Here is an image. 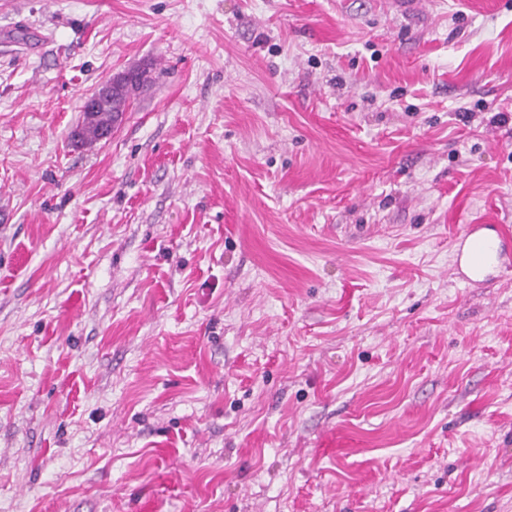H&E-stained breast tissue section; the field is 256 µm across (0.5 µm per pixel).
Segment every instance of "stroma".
Here are the masks:
<instances>
[{"label": "stroma", "mask_w": 512, "mask_h": 512, "mask_svg": "<svg viewBox=\"0 0 512 512\" xmlns=\"http://www.w3.org/2000/svg\"><path fill=\"white\" fill-rule=\"evenodd\" d=\"M497 112L512 0H0V512H512ZM138 76L141 79H146L144 82H137L131 84L121 94L115 95L113 91L122 86L130 77ZM152 78L146 68H136L128 70L122 74L113 76L112 78L104 81L93 94V99L89 101L87 111H91L94 104L99 103L97 111L94 113V118L86 123L84 122L77 133L78 141L82 145H92L100 142L103 131L114 128V124L119 116L128 109L132 96L135 95L143 87L151 82ZM112 96V98H111ZM108 99V100H106ZM104 100V101H103ZM100 130L102 133H100ZM88 133H93L97 136L99 141H91L88 139ZM102 134V135H101ZM499 241L489 229L470 235L460 257L461 266L475 279H482L497 263Z\"/></svg>", "instance_id": "1"}]
</instances>
